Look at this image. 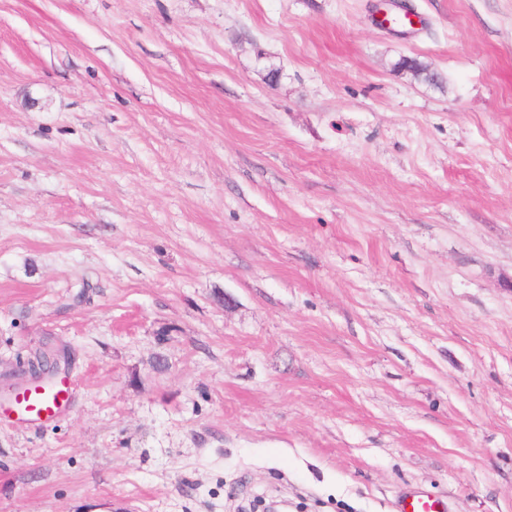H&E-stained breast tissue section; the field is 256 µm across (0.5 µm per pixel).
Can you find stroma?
<instances>
[{"label": "stroma", "instance_id": "35a3bbf8", "mask_svg": "<svg viewBox=\"0 0 512 512\" xmlns=\"http://www.w3.org/2000/svg\"><path fill=\"white\" fill-rule=\"evenodd\" d=\"M374 2L0 0V512H512V0ZM42 350L46 354V357L41 361L42 367H40L37 361H34V369L29 365L32 370L39 373L42 379H48L68 370L69 358L64 350L52 345H46ZM76 391L73 378H60L50 385H33L18 391L5 417L18 426L35 428L59 419L71 405ZM14 415L15 418H11ZM396 512H450L448 501L421 487L408 488L396 504Z\"/></svg>", "mask_w": 512, "mask_h": 512}]
</instances>
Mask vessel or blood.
I'll return each instance as SVG.
<instances>
[{"label": "vessel or blood", "mask_w": 512, "mask_h": 512, "mask_svg": "<svg viewBox=\"0 0 512 512\" xmlns=\"http://www.w3.org/2000/svg\"><path fill=\"white\" fill-rule=\"evenodd\" d=\"M76 391L73 378L49 385H33L18 391L9 407L16 425L35 428L59 419L71 405ZM396 512H450L447 500L420 487L408 488L396 504Z\"/></svg>", "instance_id": "vessel-or-blood-1"}]
</instances>
